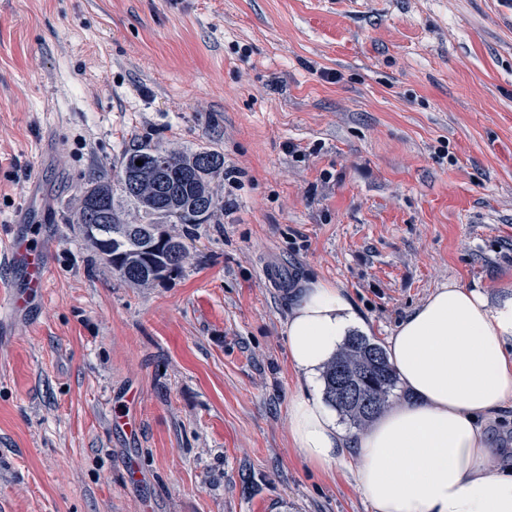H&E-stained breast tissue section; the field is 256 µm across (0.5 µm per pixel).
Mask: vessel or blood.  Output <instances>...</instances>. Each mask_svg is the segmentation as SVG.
Returning <instances> with one entry per match:
<instances>
[{"mask_svg": "<svg viewBox=\"0 0 512 512\" xmlns=\"http://www.w3.org/2000/svg\"><path fill=\"white\" fill-rule=\"evenodd\" d=\"M12 263L25 271L26 287L19 290L8 282L0 283V310L17 311L26 308L35 298L41 297L49 281V266L43 244L33 232L32 225H25L12 244Z\"/></svg>", "mask_w": 512, "mask_h": 512, "instance_id": "b4317fda", "label": "vessel or blood"}]
</instances>
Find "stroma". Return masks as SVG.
Here are the masks:
<instances>
[{"instance_id":"obj_1","label":"stroma","mask_w":512,"mask_h":512,"mask_svg":"<svg viewBox=\"0 0 512 512\" xmlns=\"http://www.w3.org/2000/svg\"><path fill=\"white\" fill-rule=\"evenodd\" d=\"M214 150L181 273L124 282L72 219L124 150ZM0 512H371L289 435L296 288L385 343L436 288L512 289V0H0ZM279 268L270 287L264 273ZM512 468V404L487 427ZM33 225L25 224L12 244V264L25 271L26 288L17 290L9 282H0V315L7 306L12 311L24 309L34 298L45 292L49 281V266L43 244L33 233Z\"/></svg>"}]
</instances>
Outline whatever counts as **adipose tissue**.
Instances as JSON below:
<instances>
[{
    "mask_svg": "<svg viewBox=\"0 0 512 512\" xmlns=\"http://www.w3.org/2000/svg\"><path fill=\"white\" fill-rule=\"evenodd\" d=\"M359 317L341 289L297 291L286 325L288 360L304 378L335 353ZM406 399L351 435L314 398L289 406L301 459L322 470L353 455L354 479L372 512H512V470L490 468L482 421L512 401V297L437 288L387 339Z\"/></svg>",
    "mask_w": 512,
    "mask_h": 512,
    "instance_id": "adipose-tissue-1",
    "label": "adipose tissue"
}]
</instances>
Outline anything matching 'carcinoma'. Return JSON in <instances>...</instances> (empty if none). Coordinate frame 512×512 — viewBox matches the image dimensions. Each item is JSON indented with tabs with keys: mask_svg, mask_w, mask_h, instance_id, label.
Returning a JSON list of instances; mask_svg holds the SVG:
<instances>
[{
	"mask_svg": "<svg viewBox=\"0 0 512 512\" xmlns=\"http://www.w3.org/2000/svg\"><path fill=\"white\" fill-rule=\"evenodd\" d=\"M224 161L215 151L189 153L155 144L124 151L112 175L94 176L82 191L72 223L113 272L125 282L147 286L179 273L195 241L196 227L224 207L211 183ZM143 164L138 166L136 161ZM132 209L139 223L124 222ZM168 224L182 225L175 235ZM326 401L357 428L390 407L397 383L394 367L380 344L354 333L323 367Z\"/></svg>",
	"mask_w": 512,
	"mask_h": 512,
	"instance_id": "obj_1",
	"label": "carcinoma"
}]
</instances>
